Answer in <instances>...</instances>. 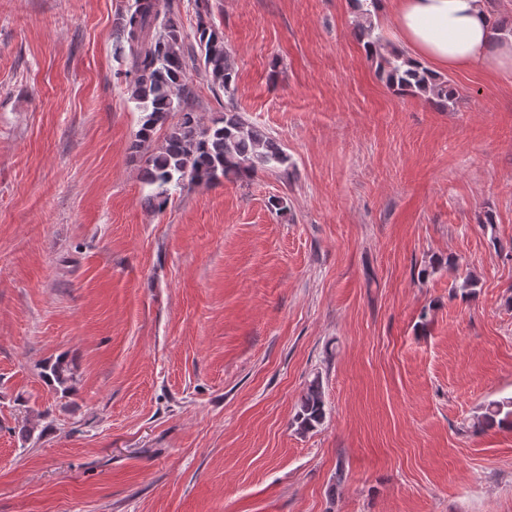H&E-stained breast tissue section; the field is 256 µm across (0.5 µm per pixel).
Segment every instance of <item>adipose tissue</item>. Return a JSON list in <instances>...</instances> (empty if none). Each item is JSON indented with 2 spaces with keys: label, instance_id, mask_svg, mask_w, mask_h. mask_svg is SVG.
Returning a JSON list of instances; mask_svg holds the SVG:
<instances>
[{
  "label": "adipose tissue",
  "instance_id": "obj_1",
  "mask_svg": "<svg viewBox=\"0 0 512 512\" xmlns=\"http://www.w3.org/2000/svg\"><path fill=\"white\" fill-rule=\"evenodd\" d=\"M400 46L436 71L512 73V42H496L487 0H394Z\"/></svg>",
  "mask_w": 512,
  "mask_h": 512
}]
</instances>
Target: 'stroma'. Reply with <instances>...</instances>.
Listing matches in <instances>:
<instances>
[{"label":"stroma","instance_id":"1","mask_svg":"<svg viewBox=\"0 0 512 512\" xmlns=\"http://www.w3.org/2000/svg\"><path fill=\"white\" fill-rule=\"evenodd\" d=\"M131 2L0 0V512H512V429L471 430L512 397V75L439 111L352 0H206L288 173L158 212ZM359 20L356 35L364 42L369 55L376 60L381 78L399 96H420L436 109H447L448 103L456 98L457 89L448 80H442L421 63H412L402 51L380 36L374 35L372 10L378 0H356ZM325 419V403L319 379H313L298 404L294 417L297 430L307 432L322 424Z\"/></svg>","mask_w":512,"mask_h":512}]
</instances>
